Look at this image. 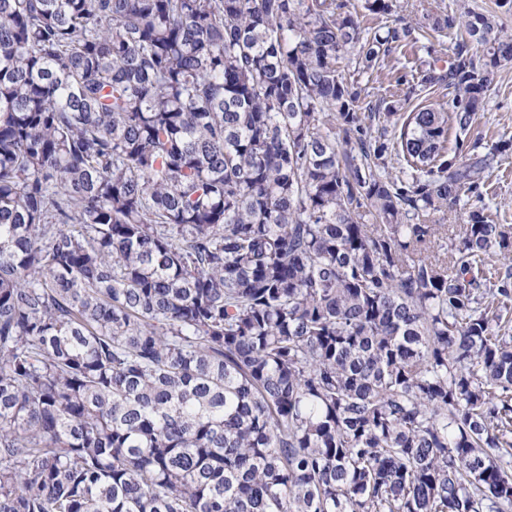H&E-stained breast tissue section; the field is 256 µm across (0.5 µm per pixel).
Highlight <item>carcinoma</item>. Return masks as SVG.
I'll use <instances>...</instances> for the list:
<instances>
[{
	"mask_svg": "<svg viewBox=\"0 0 512 512\" xmlns=\"http://www.w3.org/2000/svg\"><path fill=\"white\" fill-rule=\"evenodd\" d=\"M363 8L0 0V512H512V34ZM420 57L421 59H419ZM424 57L415 48L406 47L403 51L397 50L386 56L380 62L378 69L370 75H358L354 71V62L348 63L347 59L343 60L340 66L348 79L358 81L365 104L369 101L374 104L380 98H387V100H399L401 104H404V109L408 111L417 106L448 103L454 95L453 89L448 86L424 89L417 87L416 93L407 98V86L396 85V78L401 73H409L411 70L419 71L421 60ZM467 136L483 145L512 138V65L498 71L485 107L474 115ZM472 203L484 208V214L494 224L512 225V147L498 159L483 188L482 201Z\"/></svg>",
	"mask_w": 512,
	"mask_h": 512,
	"instance_id": "1",
	"label": "carcinoma"
}]
</instances>
